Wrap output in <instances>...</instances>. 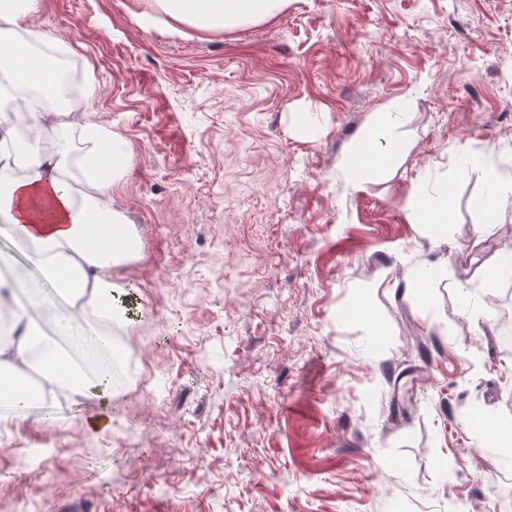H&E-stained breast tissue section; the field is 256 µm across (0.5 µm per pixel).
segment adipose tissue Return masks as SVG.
<instances>
[{"label": "adipose tissue", "mask_w": 512, "mask_h": 512, "mask_svg": "<svg viewBox=\"0 0 512 512\" xmlns=\"http://www.w3.org/2000/svg\"><path fill=\"white\" fill-rule=\"evenodd\" d=\"M173 19L200 29L234 27L265 20L281 8L285 0H158ZM38 0H0V76L16 87L35 88L49 98V105L28 107L29 128L41 131L59 115L52 98L56 87L54 64L31 53L29 42L42 40L38 30L20 34V22L36 12ZM84 134L91 148L84 159L88 175L83 190L69 186L62 178L70 151L68 146L43 157L32 156L27 175L0 187V238L30 241L37 264L47 269L52 288L77 303L92 295L103 315L112 313V269L136 249L123 225L115 222L108 201L115 173L127 158L116 142L100 127L86 124ZM373 130H365L349 155L354 179L387 169L404 147L393 143L386 151L374 144ZM473 167L482 171L487 193L476 209L492 217L512 188V178L499 171L492 153L471 157ZM453 197L450 189L418 199L415 223L430 228L435 240H443L451 219ZM46 381L37 393H29L21 371L0 374V401L9 402L19 415H27L55 397V387L71 384L76 394L102 401L112 398L115 382L105 368L78 369L76 363L48 346L39 364Z\"/></svg>", "instance_id": "adipose-tissue-1"}]
</instances>
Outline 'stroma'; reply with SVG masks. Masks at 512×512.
Masks as SVG:
<instances>
[{
  "mask_svg": "<svg viewBox=\"0 0 512 512\" xmlns=\"http://www.w3.org/2000/svg\"><path fill=\"white\" fill-rule=\"evenodd\" d=\"M30 23L68 57V175L91 122L128 157L111 208L137 248L112 270L137 313L105 320L0 238L1 306L44 283L45 323L112 339L109 403L62 387L0 431V512H503L512 466L467 422L512 419V355L488 297L512 269V202L480 227L468 155L512 171V0H288L267 21L204 31L157 0H39ZM404 146L354 183L375 116ZM441 185L447 239L409 214ZM442 271L426 298L402 289ZM363 302L375 318L349 317ZM112 426L96 432L89 418Z\"/></svg>",
  "mask_w": 512,
  "mask_h": 512,
  "instance_id": "1",
  "label": "stroma"
}]
</instances>
